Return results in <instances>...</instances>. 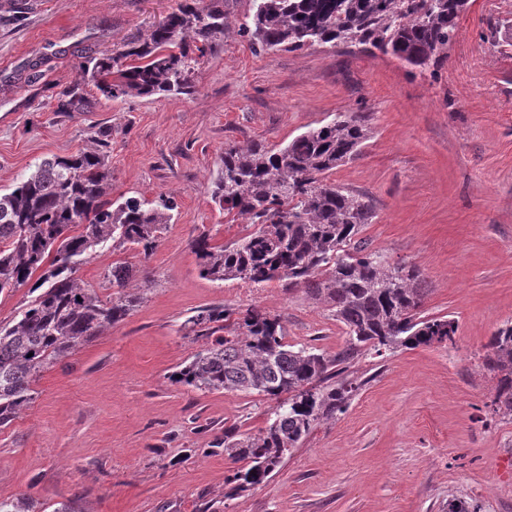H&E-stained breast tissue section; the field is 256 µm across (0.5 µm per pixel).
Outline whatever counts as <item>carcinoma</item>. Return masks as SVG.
<instances>
[{
  "label": "carcinoma",
  "instance_id": "1",
  "mask_svg": "<svg viewBox=\"0 0 512 512\" xmlns=\"http://www.w3.org/2000/svg\"><path fill=\"white\" fill-rule=\"evenodd\" d=\"M239 33L255 50L309 46L358 47L391 54L413 69H437L457 34L469 0H250ZM230 0H181L144 41L111 56H91L62 92L58 112H85L86 87L106 98L190 96L201 59L228 29ZM370 114L338 112L287 145L253 141L224 145L212 200L224 215L254 230L227 245L204 234L193 250L212 281L299 284L329 306L344 327L333 356L291 345L277 317L249 307L206 308L187 320L209 346L190 357L176 382L202 392L242 391L276 401L274 418L256 436L224 430V453L243 463L232 482L243 493L263 483L321 422L343 413L359 385L343 373L367 352L414 349L453 339V319L419 316L430 292L413 264L388 266L357 240L375 218L360 194L327 182L362 155ZM106 134L100 148L45 158L7 193L0 192V294L31 285L12 324H0V427L35 399L34 383L54 365L123 321L143 296L125 291L135 275L115 263V292L102 300L76 276L89 252L109 241L144 256L173 219L174 202L129 197L112 207ZM496 380L494 413L512 415V325L498 329L483 357ZM0 512H36L29 497L0 501Z\"/></svg>",
  "mask_w": 512,
  "mask_h": 512
}]
</instances>
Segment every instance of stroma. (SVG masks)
<instances>
[{"mask_svg": "<svg viewBox=\"0 0 512 512\" xmlns=\"http://www.w3.org/2000/svg\"><path fill=\"white\" fill-rule=\"evenodd\" d=\"M179 2L0 0V189L108 132L111 199L163 193L175 204L150 257L108 243L79 266L104 299L114 262L141 266L127 289L144 300L44 372L31 407L0 429V500L28 496L42 512L67 501L81 512H448L456 500L512 512V416L493 413L482 366L490 337L512 324V47L491 35L512 21V0H470L433 74L377 51H255L238 33L251 4L237 0L193 95L108 99L91 86L89 111H57L87 57L146 38ZM352 111L370 113L372 134L330 180L372 201L361 239L387 265H416L430 288L425 316L458 330L361 357L347 410L234 496L224 431L260 433L274 402L175 383L206 346L186 321L257 306L280 319L286 342L326 355L345 335L304 286L202 277L192 243L251 230L211 199L225 142L278 148Z\"/></svg>", "mask_w": 512, "mask_h": 512, "instance_id": "obj_1", "label": "stroma"}]
</instances>
